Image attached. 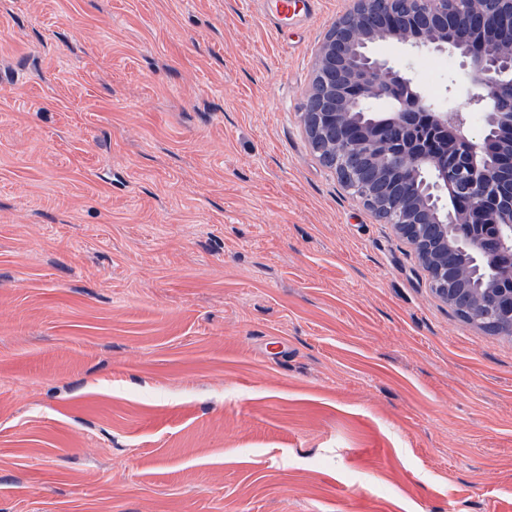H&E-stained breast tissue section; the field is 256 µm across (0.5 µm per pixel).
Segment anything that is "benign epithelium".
I'll return each instance as SVG.
<instances>
[{
	"instance_id": "1",
	"label": "benign epithelium",
	"mask_w": 512,
	"mask_h": 512,
	"mask_svg": "<svg viewBox=\"0 0 512 512\" xmlns=\"http://www.w3.org/2000/svg\"><path fill=\"white\" fill-rule=\"evenodd\" d=\"M393 0H354L353 7L328 30L316 56V74L308 100L313 112L303 121L313 150L341 157L358 171L348 189L371 208L375 199L388 200L386 223L415 248L428 272L429 286L451 301L452 285L481 276L482 245L462 224H495L499 279L506 287L480 289L472 300L485 316L512 335V147L493 159L487 147L499 127H512V56L497 51L499 35L512 31V0H417L407 27L422 33L410 38L392 15ZM393 40L421 49L456 53L470 60L473 82L482 92L469 105L483 110L490 134L482 141L467 138V115L461 109L443 111L426 102L412 79L374 58L370 48ZM387 98L392 110L378 116L365 110L372 100ZM425 113L429 122L448 135V147L463 154L461 166L449 167L400 136L387 139L382 129L404 131ZM433 225L436 235L425 233ZM463 265L448 268V249Z\"/></svg>"
}]
</instances>
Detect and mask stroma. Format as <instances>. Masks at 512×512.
Here are the masks:
<instances>
[{
    "label": "stroma",
    "instance_id": "1",
    "mask_svg": "<svg viewBox=\"0 0 512 512\" xmlns=\"http://www.w3.org/2000/svg\"><path fill=\"white\" fill-rule=\"evenodd\" d=\"M351 6L0 0V512H512V337L303 128ZM267 6L266 13L272 17L273 20L288 18L303 11L305 15H309L313 10L318 0H260Z\"/></svg>",
    "mask_w": 512,
    "mask_h": 512
}]
</instances>
